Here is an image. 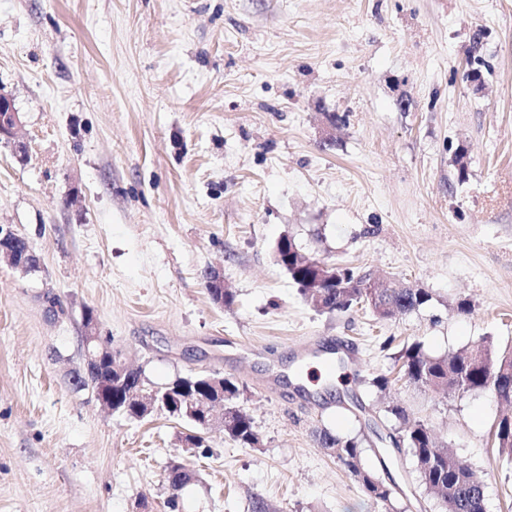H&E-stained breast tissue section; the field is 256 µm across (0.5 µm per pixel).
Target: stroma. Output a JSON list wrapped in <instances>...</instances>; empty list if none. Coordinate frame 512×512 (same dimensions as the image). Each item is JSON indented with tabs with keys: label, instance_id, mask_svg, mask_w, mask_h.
Instances as JSON below:
<instances>
[{
	"label": "stroma",
	"instance_id": "obj_1",
	"mask_svg": "<svg viewBox=\"0 0 512 512\" xmlns=\"http://www.w3.org/2000/svg\"><path fill=\"white\" fill-rule=\"evenodd\" d=\"M0 93L28 146L20 162L0 144V224L42 262L27 278L0 264V512H169L175 461L196 474L180 512L257 496L385 512L324 429L361 440L400 488L395 512H439L391 441L393 404L482 478L486 512H512L501 406L416 387L395 361L414 340L436 356L512 345V0H0ZM285 234L432 300L388 320L316 312L276 262ZM87 306L152 381L236 378L259 446L213 429L187 453L184 423L75 389ZM307 337L349 361L306 366Z\"/></svg>",
	"mask_w": 512,
	"mask_h": 512
}]
</instances>
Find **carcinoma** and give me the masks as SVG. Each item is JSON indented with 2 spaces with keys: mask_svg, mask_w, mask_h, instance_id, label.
<instances>
[{
  "mask_svg": "<svg viewBox=\"0 0 512 512\" xmlns=\"http://www.w3.org/2000/svg\"><path fill=\"white\" fill-rule=\"evenodd\" d=\"M296 247L295 240L289 235L277 243V251L285 258L284 270L288 277L297 286L303 301L320 313L331 314L367 305L379 318L390 319L397 314H411L432 299L423 288H395L390 276L377 282L371 272L347 265L340 266L336 286L325 288L316 259L304 256ZM395 359L409 382L428 387L438 394L451 397L488 393L496 400L512 405V347L501 349L489 337L472 348L446 356H433L424 350L420 342L414 341L403 345ZM117 362L112 337L106 336L100 361L91 367L88 376L75 377V386L79 389L111 387L118 379L114 371ZM123 391L126 396L117 404L115 412L138 419V406L142 405L143 398L148 397L160 411L190 425L188 432L181 436L183 444L189 448L203 447L207 430L202 428L197 417L186 412L185 407H177V398L170 394L171 382L154 385L144 378L141 369L132 367L124 378ZM388 412L403 421L394 442L410 449L419 484L424 492L434 496L441 506L440 512H485L484 486L471 468L447 448L439 446L427 425L420 421L408 423L402 407L390 406ZM228 413L232 415V421L224 429L225 434L244 447H256L260 439L251 416L238 407L229 408ZM495 438L501 453L512 462V415L499 419ZM319 443L321 447L334 451L336 458L359 480L370 497L386 507L392 505V488L362 464L360 440L322 430ZM195 478L194 471L184 464L168 470L169 508L175 510L179 507L180 500Z\"/></svg>",
  "mask_w": 512,
  "mask_h": 512,
  "instance_id": "obj_1",
  "label": "carcinoma"
}]
</instances>
